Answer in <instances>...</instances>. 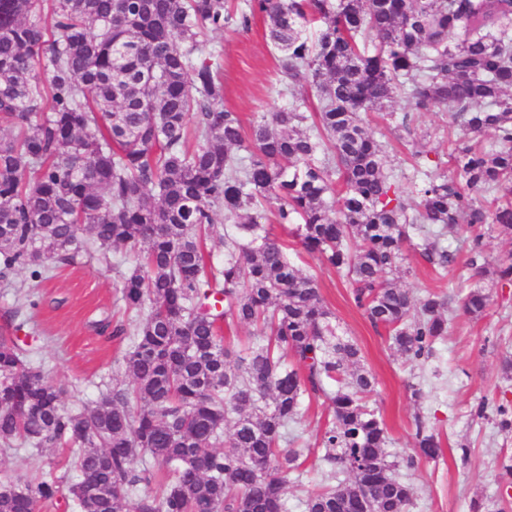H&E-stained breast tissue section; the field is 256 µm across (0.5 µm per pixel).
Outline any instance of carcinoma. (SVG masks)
I'll return each instance as SVG.
<instances>
[{
	"mask_svg": "<svg viewBox=\"0 0 512 512\" xmlns=\"http://www.w3.org/2000/svg\"><path fill=\"white\" fill-rule=\"evenodd\" d=\"M256 15L283 91L305 80L316 103L294 94L246 130L200 37ZM399 98L407 110L386 111ZM437 109L462 131L452 168L415 150L396 174L364 115L409 132ZM0 123V278L126 248L137 317L130 381L78 412L0 336V442L72 457L60 475L1 480L0 512H37L64 486L79 512H286L306 400L324 406L332 482L304 512H409L413 485L394 470L439 458L443 440L417 416L414 448L388 460L375 378L262 207L279 202L276 223L344 273L408 360L448 335V301L398 285L404 246L446 271L442 241L463 227L462 309L482 317L485 235H512V0H246L238 14L225 0H0ZM219 209L230 228L213 264ZM232 326L253 328L246 345L224 340ZM494 413L512 431V403ZM158 476L160 492L128 501Z\"/></svg>",
	"mask_w": 512,
	"mask_h": 512,
	"instance_id": "1",
	"label": "carcinoma"
}]
</instances>
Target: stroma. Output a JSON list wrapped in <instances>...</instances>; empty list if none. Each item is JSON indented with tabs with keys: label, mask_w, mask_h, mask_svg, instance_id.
I'll return each instance as SVG.
<instances>
[{
	"label": "stroma",
	"mask_w": 512,
	"mask_h": 512,
	"mask_svg": "<svg viewBox=\"0 0 512 512\" xmlns=\"http://www.w3.org/2000/svg\"><path fill=\"white\" fill-rule=\"evenodd\" d=\"M200 51L221 54L224 103L241 114L244 124L281 105V85L263 20L253 21L246 32L207 33ZM418 127L431 133L427 151L443 160L449 141L461 134L440 110L422 114ZM404 255V287L417 297L429 291L445 293L452 311L448 335L429 361H409L390 349L385 334L355 307L348 280L336 270L305 253L293 261L316 276L341 333L358 344L363 367L375 376L376 403L391 438L390 453L413 448L415 416L442 435L439 461L397 471L415 488L410 512H469L476 498L496 506L503 493L499 465L512 457V433L501 432L493 419L479 417L478 410L504 397L512 401V378L501 369L502 358L512 355V284L494 282L486 313L473 319L460 308L466 291L458 284L457 265L442 276L413 246H406ZM130 265L129 254L120 251L51 267L40 282L32 281L26 269L0 278V332L16 328L34 363L65 388L68 410L83 408L124 377L121 358L127 343L113 339L112 328L123 318L119 287ZM415 386L421 390L417 399L411 394ZM61 458L56 450L39 454L0 443V477H35Z\"/></svg>",
	"instance_id": "35a3bbf8"
}]
</instances>
